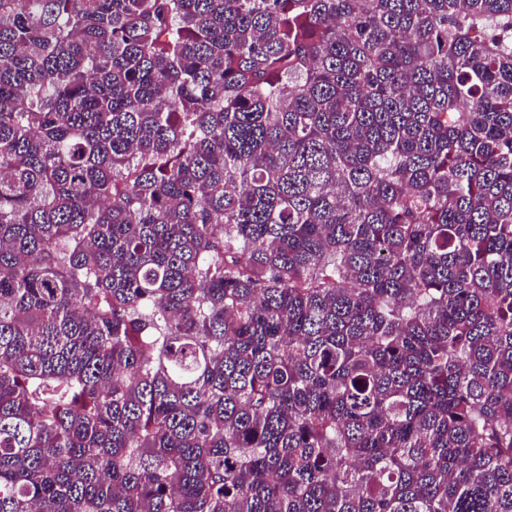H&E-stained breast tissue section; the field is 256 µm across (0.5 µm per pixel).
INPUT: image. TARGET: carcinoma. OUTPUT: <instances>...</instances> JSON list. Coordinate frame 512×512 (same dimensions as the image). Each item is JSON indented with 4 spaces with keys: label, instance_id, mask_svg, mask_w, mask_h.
<instances>
[{
    "label": "carcinoma",
    "instance_id": "obj_1",
    "mask_svg": "<svg viewBox=\"0 0 512 512\" xmlns=\"http://www.w3.org/2000/svg\"><path fill=\"white\" fill-rule=\"evenodd\" d=\"M0 512H512V0H0Z\"/></svg>",
    "mask_w": 512,
    "mask_h": 512
}]
</instances>
